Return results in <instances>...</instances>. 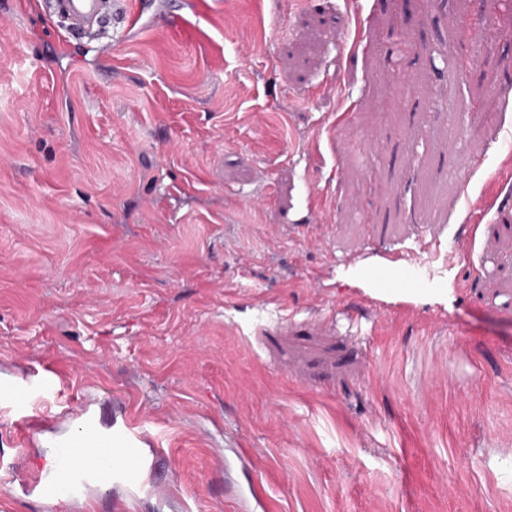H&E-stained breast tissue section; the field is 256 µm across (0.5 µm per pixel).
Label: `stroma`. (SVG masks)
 Segmentation results:
<instances>
[{
  "label": "stroma",
  "instance_id": "obj_1",
  "mask_svg": "<svg viewBox=\"0 0 512 512\" xmlns=\"http://www.w3.org/2000/svg\"><path fill=\"white\" fill-rule=\"evenodd\" d=\"M117 7L0 0V512H512V0ZM53 6L65 17L72 36L90 33L108 18L104 0H59ZM83 448L78 444L72 448H62L59 451L54 467V476L41 486V493L47 498L55 497L57 494L70 491L88 480H110L111 472L105 473L104 458L106 456L103 448L88 452L87 466L84 470L76 471L71 465V459ZM114 453L112 455V476H121L126 482L130 484H136L140 481V473L129 471L126 469V460L124 453L131 455L134 458L137 468L141 471L140 457L141 448H113Z\"/></svg>",
  "mask_w": 512,
  "mask_h": 512
}]
</instances>
